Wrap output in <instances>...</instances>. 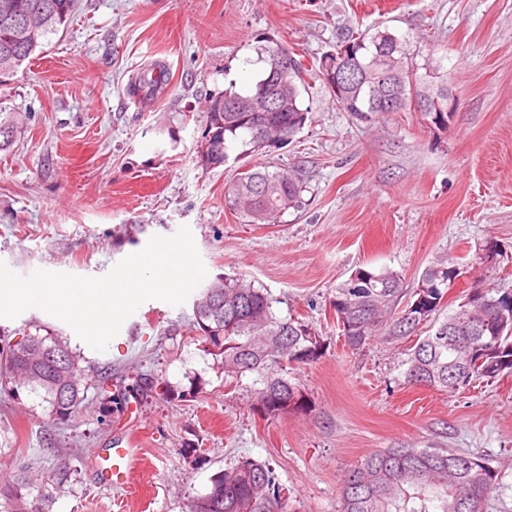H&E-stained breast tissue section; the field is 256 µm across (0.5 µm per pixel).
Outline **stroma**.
Returning <instances> with one entry per match:
<instances>
[{"label":"stroma","mask_w":512,"mask_h":512,"mask_svg":"<svg viewBox=\"0 0 512 512\" xmlns=\"http://www.w3.org/2000/svg\"><path fill=\"white\" fill-rule=\"evenodd\" d=\"M378 27L407 40L415 67L436 63L458 101L447 126L336 106L323 57ZM278 44L309 69L303 128L205 165L206 103L251 87ZM156 65L165 85L138 100L130 85ZM0 100L20 122L0 151V261L14 272L100 277L186 226L207 280L267 289L277 315L303 319L324 344L317 361L287 369L307 413L267 419L260 375H225L192 302H144L103 352L39 309L0 318L10 342L62 337L86 383L61 421L0 385V483L29 472L31 502L52 486L51 512H188L214 474L248 457L273 469L288 512H339L341 480L365 456L444 447L488 459L498 488L487 512H512V374L448 391L407 385L414 337L351 349L330 304L357 268L397 272L409 295L441 259L461 271L445 310L477 276L512 290V0H77ZM256 164L298 170L302 208L275 224L230 210L226 185ZM490 237L503 254L488 268L474 254ZM129 426L142 464L112 488L92 460Z\"/></svg>","instance_id":"35a3bbf8"}]
</instances>
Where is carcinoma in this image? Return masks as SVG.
I'll list each match as a JSON object with an SVG mask.
<instances>
[{
  "instance_id": "1",
  "label": "carcinoma",
  "mask_w": 512,
  "mask_h": 512,
  "mask_svg": "<svg viewBox=\"0 0 512 512\" xmlns=\"http://www.w3.org/2000/svg\"><path fill=\"white\" fill-rule=\"evenodd\" d=\"M74 0H0V63L6 58L25 62L40 47V38L67 24ZM347 60L340 66L346 79L329 88L345 112H376L374 100L401 101L397 111L411 110L416 99L432 124L448 126V88L433 85V77L413 76L408 43L387 30L350 37ZM292 62L290 74L274 69L278 56ZM266 72L241 94L231 89L212 97L206 107L204 161L221 165L239 142L263 150L257 136L293 137L307 120L301 104L306 69L284 45L267 51ZM278 112H226L224 104L263 102L261 91L273 82ZM18 122L0 121V150L9 148ZM298 177L255 166L242 172L225 190L230 209L250 224H269L288 210L304 205ZM459 269L440 262L425 271L413 295L401 303L402 280L393 271L358 268L336 286L331 300L345 341L359 350L375 336L398 340L411 335L441 307ZM268 291L245 279L220 277L195 297V322L218 350L224 372L242 376L266 374L258 392L257 409L270 418L305 413L310 406L301 387L274 372L283 364H308L319 359L323 341L309 324L279 317ZM0 363L14 394L27 390L47 404L49 416H72L84 397V374L66 342L56 336H28L0 348ZM512 373V291L485 285L460 303L443 321L417 339L409 354L405 382L411 386L455 388L474 379H494ZM27 472L0 484L8 512H33L26 490ZM497 486V473L480 457L447 448H385L373 452L347 471L340 512H484ZM288 502L266 464L243 458L211 478L208 491L191 501V512H288Z\"/></svg>"
}]
</instances>
